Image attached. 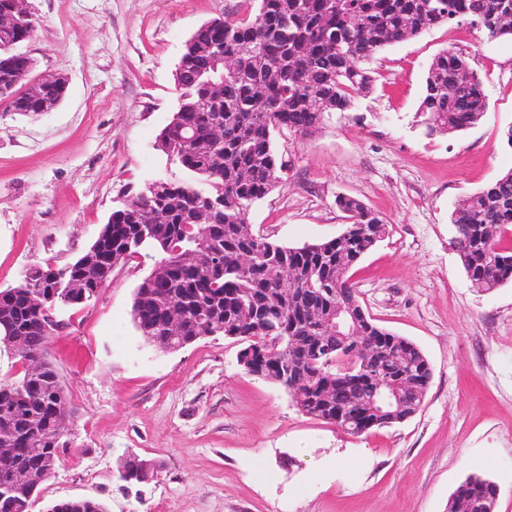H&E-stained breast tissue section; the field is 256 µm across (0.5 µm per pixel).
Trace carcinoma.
I'll list each match as a JSON object with an SVG mask.
<instances>
[{"mask_svg": "<svg viewBox=\"0 0 512 512\" xmlns=\"http://www.w3.org/2000/svg\"><path fill=\"white\" fill-rule=\"evenodd\" d=\"M466 23L488 38H512V0H242L241 9L203 23L185 42L175 71L179 107L161 131L158 147L191 179L154 180L110 214L102 228L111 237L112 261L90 284L81 280L76 258L50 263L0 290V335L15 327L14 358L43 356L40 378L28 368L16 380H0V438L15 448L12 465H35L55 454V421L71 413L64 380L50 359L41 306L60 310L86 305L112 280V268L142 252L156 253L153 270L136 288L131 316L137 329L160 350L183 348L207 336H235L255 349L238 359L253 376L274 380L298 410L356 436L387 427L362 401V368L340 372L318 356L317 339L336 341L324 321L345 299L358 300L350 276L362 257L383 238L387 224L362 201L342 196L349 224L340 237L290 247L251 236L246 216L282 180L283 163L273 133L300 136L323 124L329 112H345L371 90L367 64L381 50L441 24ZM486 109L482 82L466 54L449 48L430 65L419 112L427 135L470 128ZM454 244L470 280L489 290L512 281V252L498 247L493 229L512 224V172L467 199L452 214ZM196 256L181 266L176 259ZM222 256L214 265L210 257ZM294 269L295 278L281 269ZM179 305L173 333L163 323L165 307ZM380 361L396 366L422 359L412 342L375 322ZM156 465L128 458L125 482ZM488 479L469 476L448 512H484L480 487ZM49 512H106L93 498L53 505Z\"/></svg>", "mask_w": 512, "mask_h": 512, "instance_id": "obj_1", "label": "carcinoma"}]
</instances>
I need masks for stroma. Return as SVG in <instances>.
Segmentation results:
<instances>
[{"mask_svg":"<svg viewBox=\"0 0 512 512\" xmlns=\"http://www.w3.org/2000/svg\"><path fill=\"white\" fill-rule=\"evenodd\" d=\"M240 0H28L20 46L39 75L61 72V102L35 117L0 107V289L29 267L63 266L145 183L185 180L156 146L177 107L184 44ZM468 52L486 94L479 121L426 135L417 116L427 70ZM376 81L312 135L274 137L281 183L254 205V232L289 246L338 237L340 196L383 217L387 233L352 269L359 301L411 340L432 379L420 410L362 436L302 414L273 381L247 374L234 340L177 351L136 328L135 290L151 252L117 266L89 304L64 312L48 351L74 408L54 472L32 512L76 498L107 512H448L471 475L497 483L512 512V282L468 278L453 211L512 171V40L441 25L385 48ZM132 455L156 463L146 484L122 481Z\"/></svg>","mask_w":512,"mask_h":512,"instance_id":"1","label":"stroma"}]
</instances>
